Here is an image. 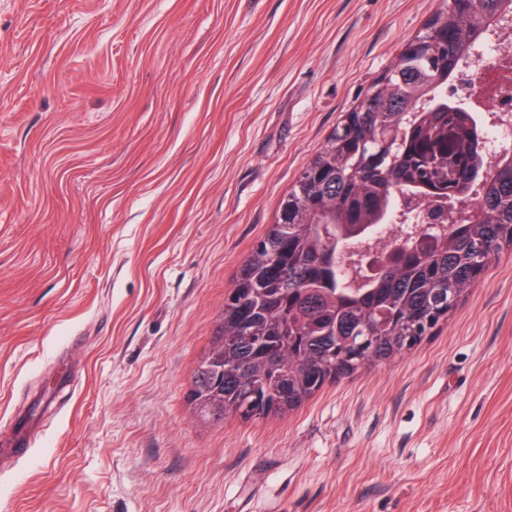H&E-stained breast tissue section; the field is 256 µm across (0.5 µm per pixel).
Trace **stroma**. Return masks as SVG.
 Wrapping results in <instances>:
<instances>
[{"label": "stroma", "mask_w": 512, "mask_h": 512, "mask_svg": "<svg viewBox=\"0 0 512 512\" xmlns=\"http://www.w3.org/2000/svg\"><path fill=\"white\" fill-rule=\"evenodd\" d=\"M440 0H0V512H512V249L284 417L188 392L241 263Z\"/></svg>", "instance_id": "1"}]
</instances>
